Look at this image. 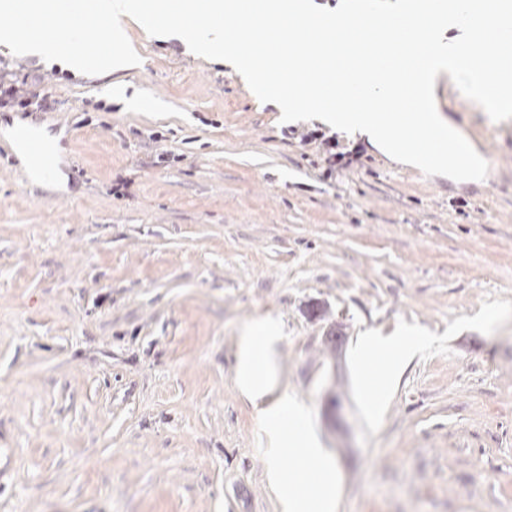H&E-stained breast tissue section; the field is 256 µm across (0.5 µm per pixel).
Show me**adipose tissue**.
I'll return each instance as SVG.
<instances>
[{
  "label": "adipose tissue",
  "instance_id": "adipose-tissue-1",
  "mask_svg": "<svg viewBox=\"0 0 512 512\" xmlns=\"http://www.w3.org/2000/svg\"><path fill=\"white\" fill-rule=\"evenodd\" d=\"M100 10L108 23V39L123 43L128 39L127 20L143 15L145 6L142 0H100ZM272 342V326L265 320L247 326L240 338L238 384L246 396L256 401L262 400L274 385L270 369ZM415 347V341L405 338L360 351L357 361L369 417L377 416L392 373L404 355ZM260 420L270 438L267 473L279 500L280 512H336L339 501L336 466L323 452L303 408L284 397L262 408ZM285 454L295 456L299 462V475L289 480L283 479L278 467L279 458ZM312 467L323 470V478L315 482L305 480L304 471Z\"/></svg>",
  "mask_w": 512,
  "mask_h": 512
}]
</instances>
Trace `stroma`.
<instances>
[{"label":"stroma","mask_w":512,"mask_h":512,"mask_svg":"<svg viewBox=\"0 0 512 512\" xmlns=\"http://www.w3.org/2000/svg\"><path fill=\"white\" fill-rule=\"evenodd\" d=\"M98 3L56 2L85 70L0 46L50 95L0 108V512H279L235 374L267 316L276 390L333 454L338 512H512V119L440 81L489 172L428 176L281 122L224 62L136 22L138 67L100 75L116 47ZM19 121L62 182L23 162ZM315 129L360 160L326 173ZM408 327L426 344L369 423L352 350Z\"/></svg>","instance_id":"35a3bbf8"}]
</instances>
